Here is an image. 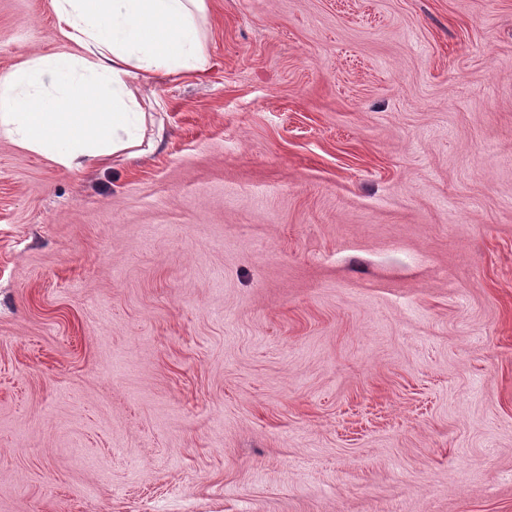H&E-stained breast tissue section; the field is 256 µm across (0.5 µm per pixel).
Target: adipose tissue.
<instances>
[{"mask_svg":"<svg viewBox=\"0 0 512 512\" xmlns=\"http://www.w3.org/2000/svg\"><path fill=\"white\" fill-rule=\"evenodd\" d=\"M78 50L0 73V138L79 174L142 154L141 83L205 72L206 0H53Z\"/></svg>","mask_w":512,"mask_h":512,"instance_id":"obj_1","label":"adipose tissue"}]
</instances>
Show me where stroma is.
Masks as SVG:
<instances>
[{
  "instance_id": "1",
  "label": "stroma",
  "mask_w": 512,
  "mask_h": 512,
  "mask_svg": "<svg viewBox=\"0 0 512 512\" xmlns=\"http://www.w3.org/2000/svg\"><path fill=\"white\" fill-rule=\"evenodd\" d=\"M207 6L151 150L0 140V512H512V0Z\"/></svg>"
}]
</instances>
